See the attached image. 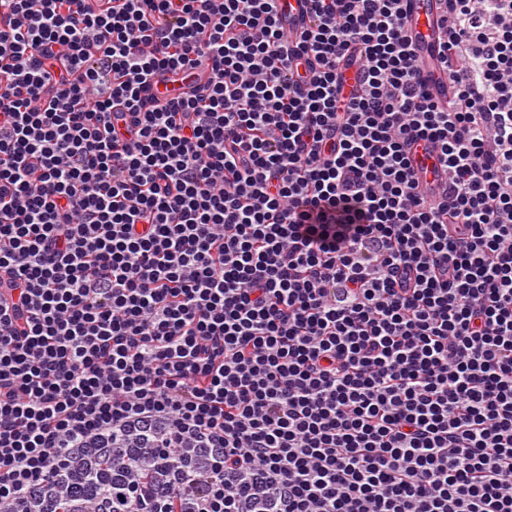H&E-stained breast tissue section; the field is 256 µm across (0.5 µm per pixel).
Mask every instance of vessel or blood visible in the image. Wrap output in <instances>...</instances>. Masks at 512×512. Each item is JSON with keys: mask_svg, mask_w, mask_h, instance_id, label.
Here are the masks:
<instances>
[{"mask_svg": "<svg viewBox=\"0 0 512 512\" xmlns=\"http://www.w3.org/2000/svg\"><path fill=\"white\" fill-rule=\"evenodd\" d=\"M401 6L422 78L434 99L440 104H447L448 75L433 57L440 38L446 37L448 30L441 0H401ZM413 158L418 167L426 169V180L432 196H441L448 177L441 167L436 148L429 142H419Z\"/></svg>", "mask_w": 512, "mask_h": 512, "instance_id": "b4317fda", "label": "vessel or blood"}]
</instances>
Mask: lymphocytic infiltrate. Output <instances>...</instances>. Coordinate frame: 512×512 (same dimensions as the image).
<instances>
[{
  "label": "lymphocytic infiltrate",
  "mask_w": 512,
  "mask_h": 512,
  "mask_svg": "<svg viewBox=\"0 0 512 512\" xmlns=\"http://www.w3.org/2000/svg\"><path fill=\"white\" fill-rule=\"evenodd\" d=\"M306 3L0 0V512H512V0ZM411 44L417 54L426 86L439 104H448V74L433 58L440 38L446 39L448 24L444 20L441 0H401ZM185 75L183 71L174 75L172 72L166 74L162 79L155 78L152 83L150 93L159 95V93L166 95L169 98L178 96L184 89L185 84H189L196 79L193 73L190 77H187L185 81H182V77ZM413 158L419 168L427 169L425 180L432 196H441L446 185L448 186V176L442 170L436 148L428 141L419 142Z\"/></svg>",
  "instance_id": "1"
}]
</instances>
